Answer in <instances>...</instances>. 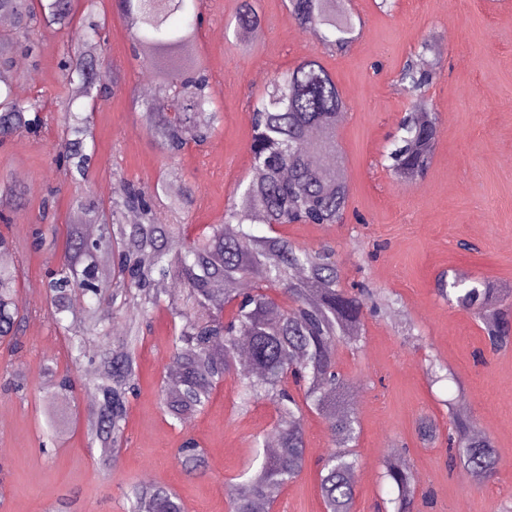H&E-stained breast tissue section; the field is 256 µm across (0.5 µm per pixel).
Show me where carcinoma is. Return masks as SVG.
<instances>
[{
	"instance_id": "obj_1",
	"label": "carcinoma",
	"mask_w": 512,
	"mask_h": 512,
	"mask_svg": "<svg viewBox=\"0 0 512 512\" xmlns=\"http://www.w3.org/2000/svg\"><path fill=\"white\" fill-rule=\"evenodd\" d=\"M75 0H0V14L13 20L0 33V74L13 59L32 62L42 55L32 34L41 27L67 30V45L58 63L64 83L93 103L109 98L119 78L106 86L99 79L103 50L109 41L106 19L96 12V0H85L74 19ZM200 0H113L122 17L134 19L130 33L133 56L156 93L167 99L163 112L148 101L135 104L149 137L170 158L191 146H201L215 133L222 113L214 107L210 76L199 59L182 57L183 47L197 38L202 24ZM296 24L328 49L343 52L355 38L356 27L346 0H288ZM262 18L251 0H241L234 16V36L247 38ZM434 72L406 62L396 85L411 102L386 155L389 171L402 181L423 178L429 168L439 131V118L421 97ZM65 105L56 161L77 184L90 183L96 164L88 150L92 127L88 117ZM345 102L335 81L316 59H305L273 78L252 106L250 153L252 175L224 207V223L212 224L194 237L187 225L170 224L157 210L186 215L193 195H171L177 175H163L147 189L134 183L119 187L110 203L93 193L77 196L67 225L61 263L48 274L47 291L54 323L68 341L74 363L86 345L106 336L105 312L132 307L146 319L164 309L172 322L169 337L175 372L161 387V405L170 425L184 424L202 414L227 379L237 383L233 409L248 413L268 401L277 414L278 447L256 450L241 480L226 486L229 512H255L256 502L272 505L288 484L304 471L307 442L305 413L322 416L328 424L331 449L322 459L318 491L324 512H354L356 489L351 474L358 459L352 451L360 434L357 416L342 403L345 376L339 368L336 342L358 343L366 315L378 312L373 293L349 290L334 249H317L291 241L277 231L288 224H339L349 204V187L339 156L337 115ZM42 100L19 98L12 83L0 79V143L42 127ZM84 224L98 225L95 237ZM262 224L268 235H256ZM111 256L103 266L101 254ZM247 280L245 290L232 287ZM437 292L455 294L456 305L484 326L494 352L512 345V307L504 305L499 289L489 281L463 274L447 281L438 276ZM23 322L18 275L0 266V344L12 345ZM140 324L112 337L90 375L97 392L89 411L91 444L98 445V463L112 470L114 449L124 442L130 400L138 390L137 346ZM52 391L44 399L46 425L52 435L70 426L65 401L73 394L70 375L50 371ZM422 442L445 439L450 462L458 461L477 480L491 477L500 458L491 437L470 418L450 417L447 434L430 419L419 425ZM181 465L197 471L206 466L205 452L189 439L178 451ZM382 478L394 491L390 512H413L415 479L411 464L401 456L384 461ZM128 512H185L181 497L150 482L129 486Z\"/></svg>"
}]
</instances>
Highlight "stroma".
Segmentation results:
<instances>
[{"instance_id":"stroma-1","label":"stroma","mask_w":512,"mask_h":512,"mask_svg":"<svg viewBox=\"0 0 512 512\" xmlns=\"http://www.w3.org/2000/svg\"><path fill=\"white\" fill-rule=\"evenodd\" d=\"M241 0H202L203 24L191 46L209 67L219 129L202 147L169 159L149 138L134 101L144 82L129 49V19L112 0L97 10L110 30L108 56L123 77L122 89L97 103L91 114L97 166L90 185L111 201L125 182L153 184L178 168L190 187L194 229L224 221V207L251 170L252 103L275 73L306 58L318 59L346 103L336 141L349 187L342 224H291L294 242L333 246L347 282L397 295L387 314L365 320L360 348L339 347L346 377L344 398L358 416L355 512H376L388 498L381 479L386 457L404 455L416 478L419 512H503L512 506V347L491 352L481 325L436 292L440 272L485 279L512 297V0H349L360 34L341 53L329 51L288 12L286 0H252L262 17L260 37L236 46L225 32ZM38 65L12 71L24 96H41L44 125L36 135L0 146V189H24L25 199L7 211L0 232L10 253L20 295L31 310L13 358L0 356V512H127L126 485L158 482L175 490L186 512H226L224 485L252 458L256 441L273 436L276 412L258 404L247 415L233 411L236 384L226 381L208 409L171 426L160 406V386L170 363L169 320L154 314L138 351L140 393L132 399L125 441L112 472L100 470L99 448L84 425L45 444L42 398L47 367L72 369L73 414L91 406L86 382L90 362L72 367L69 349L52 323L46 274L62 256L70 203L77 192L54 157L59 119L73 87L57 67L62 38L50 29ZM437 76L424 99L439 115L440 133L422 180L398 181L383 154L409 103L395 86L409 57ZM55 229L40 249L30 247L35 225ZM451 377L434 381L430 363ZM474 419L494 441L501 461L484 481L462 478L448 464L444 443L427 445L418 434L422 418L447 428L450 413ZM307 461L272 512H323L318 462L330 442L325 421L305 417ZM203 446L208 467L186 472L177 450L186 438Z\"/></svg>"}]
</instances>
